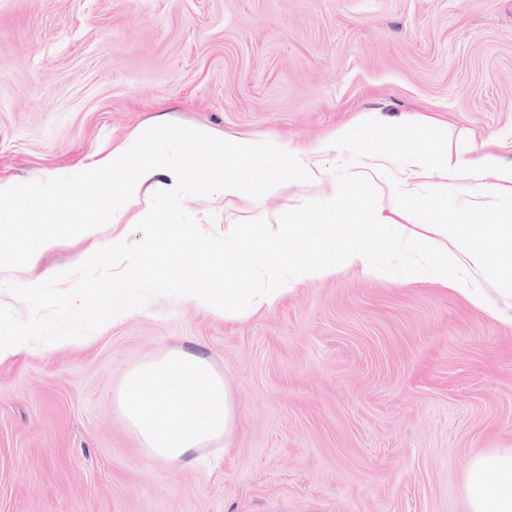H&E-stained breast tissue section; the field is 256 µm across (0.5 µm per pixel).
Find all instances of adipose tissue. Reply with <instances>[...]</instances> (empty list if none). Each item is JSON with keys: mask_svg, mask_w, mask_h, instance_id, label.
Returning a JSON list of instances; mask_svg holds the SVG:
<instances>
[{"mask_svg": "<svg viewBox=\"0 0 512 512\" xmlns=\"http://www.w3.org/2000/svg\"><path fill=\"white\" fill-rule=\"evenodd\" d=\"M147 455L192 464L198 449L229 443L237 411L223 378L198 353L176 348L129 372L114 401ZM467 512H512V448L468 456L461 478Z\"/></svg>", "mask_w": 512, "mask_h": 512, "instance_id": "adipose-tissue-1", "label": "adipose tissue"}]
</instances>
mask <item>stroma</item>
Segmentation results:
<instances>
[{
	"label": "stroma",
	"mask_w": 512,
	"mask_h": 512,
	"mask_svg": "<svg viewBox=\"0 0 512 512\" xmlns=\"http://www.w3.org/2000/svg\"><path fill=\"white\" fill-rule=\"evenodd\" d=\"M379 112L512 163V0H0V178L104 156L151 124L292 150ZM287 182L223 232L277 223ZM61 241L7 284L77 266ZM202 353L238 411L230 445L153 460L114 408L126 375ZM512 447V322L431 283L349 271L227 318L158 295L76 340L0 363V512H465L462 464Z\"/></svg>",
	"instance_id": "35a3bbf8"
}]
</instances>
